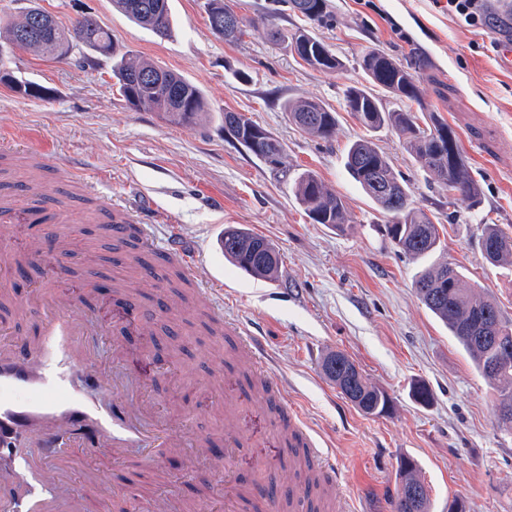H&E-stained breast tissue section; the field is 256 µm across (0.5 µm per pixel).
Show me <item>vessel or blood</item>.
Instances as JSON below:
<instances>
[{
	"label": "vessel or blood",
	"instance_id": "1",
	"mask_svg": "<svg viewBox=\"0 0 512 512\" xmlns=\"http://www.w3.org/2000/svg\"><path fill=\"white\" fill-rule=\"evenodd\" d=\"M25 197L27 205L17 216L37 224L38 247L22 255L0 235V275L10 276V263L21 258L42 265L46 279L28 288L22 299L23 308L39 319L37 341L0 343V488L31 476L35 491L13 501L9 512H64L59 491L65 483L64 450L70 445L109 453L119 462L131 448L147 457L156 448H190L204 456L211 452L213 441L205 432L173 428L156 419L140 393L139 381L120 378L101 356L102 333L94 309L76 307L53 289L66 278L71 246L81 230L68 226L66 212L49 210L43 189H27ZM98 233L115 242L133 234L138 237L136 247L119 257L121 265L138 270V287L127 292L128 312L145 325L169 313L167 302L149 306L138 299L139 287L158 284L160 267L169 258L154 247L147 226L117 220L99 224ZM299 418L295 408H279L276 429L282 442L304 449V462L320 476V490L335 489V464L312 446ZM32 440L40 447V458H31L25 450ZM263 472L272 489L267 499L270 512H275L284 496L291 500L294 512H306V492L289 490L277 467L264 466Z\"/></svg>",
	"mask_w": 512,
	"mask_h": 512
}]
</instances>
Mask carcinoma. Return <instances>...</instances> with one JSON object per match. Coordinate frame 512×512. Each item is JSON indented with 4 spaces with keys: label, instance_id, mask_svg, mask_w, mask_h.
Masks as SVG:
<instances>
[{
    "label": "carcinoma",
    "instance_id": "obj_1",
    "mask_svg": "<svg viewBox=\"0 0 512 512\" xmlns=\"http://www.w3.org/2000/svg\"><path fill=\"white\" fill-rule=\"evenodd\" d=\"M304 17L319 21L327 15V0H290ZM113 4L131 21L167 38L173 30L168 0H113ZM208 22L213 33L226 40L244 34V24L227 0H206ZM42 9L29 6L23 23L8 28L5 46L35 48L51 55L52 46L72 42L81 37L83 47L100 56L112 57V77L123 100L132 108L147 107L159 113L172 125L188 126L203 121L210 106L202 91L181 74L155 65L133 54H116L112 33L100 23L76 20L72 26L57 22L42 25L38 21ZM294 50L309 66L335 72L341 60L324 42L300 31L294 34ZM361 67L368 81L399 98L416 101L419 87L416 74L419 62H401L377 49L367 51ZM349 112L368 131L388 128L404 140L407 150L419 167L433 175L438 186L448 193H459L470 205L480 204L481 191L474 182L462 153L451 155L443 132H451L437 115H430V124L421 127L409 110L386 109L364 85H350L344 91ZM288 118L307 134L330 139L336 131V112L324 103L301 98L287 101ZM224 130L254 156L273 170L280 169L284 155L282 142L263 127L232 111H224ZM345 167L362 192L376 208L391 215L393 223L385 230L391 242L404 254L419 258L438 250V225L422 210L412 206L410 191L395 172L390 159L370 138H358L345 150ZM292 191L307 216L316 224H326L345 232L347 207L345 201L314 173L304 171L292 179ZM493 248L485 260L494 265L512 266V235L496 224L484 225L481 247ZM224 258L252 277L274 280L281 273L280 252L266 238L239 227L224 229ZM417 298L446 327L473 357L478 369L498 388V422L505 410L512 408V361L497 365L503 344L512 347V323L502 316L493 299H476L463 281L456 263L448 261L424 270L414 281ZM328 380L333 375L351 382V394L345 395L366 415H382L389 411L388 394L370 385L360 367L342 351H331L322 363ZM399 489L393 501L395 512H430V494L418 474V465L410 457L400 460ZM416 492L419 499L410 505L408 495Z\"/></svg>",
    "mask_w": 512,
    "mask_h": 512
}]
</instances>
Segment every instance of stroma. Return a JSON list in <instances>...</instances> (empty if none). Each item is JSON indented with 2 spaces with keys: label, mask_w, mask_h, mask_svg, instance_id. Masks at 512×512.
Wrapping results in <instances>:
<instances>
[{
  "label": "stroma",
  "mask_w": 512,
  "mask_h": 512,
  "mask_svg": "<svg viewBox=\"0 0 512 512\" xmlns=\"http://www.w3.org/2000/svg\"><path fill=\"white\" fill-rule=\"evenodd\" d=\"M63 25L83 15L112 33L117 53H133L183 74L198 85L212 108L208 121L191 128L167 124L156 112L134 109L118 94L111 60L88 65L76 47L64 60L17 49L0 68L42 86L44 98L0 84V156L12 165L11 200L22 203L25 178L53 181L75 168L86 190L77 197L73 223L91 220L103 203L148 225L156 248L181 251L214 271L204 286L220 301L224 319L254 336L282 385L302 413L312 441L337 462L341 488L358 512H384L398 487V460L414 456L433 502L459 501L468 512H512V430L497 422V392L447 328L418 300L413 287L419 262L398 252L385 233L390 215L376 209L344 168V150L371 136L410 188L416 207L440 224L442 247L433 262L461 266L479 295L496 299L512 320V270L489 264L481 229L500 225L512 233V52L493 50V28L469 27L435 0H328L326 19L314 22L288 0H234L246 24L238 40L212 33L205 0H168L171 37L138 26L112 0H38ZM283 33L271 40L266 22ZM306 31L327 44L343 67L325 73L304 63L292 37ZM427 62L419 77L421 98L455 131L464 160L482 192L480 209L449 198L419 169L398 135L367 133L348 111L344 90L365 82L363 53ZM315 98L336 113L332 139L311 137L284 112L286 101ZM269 130L286 149L285 168L315 173L342 196L350 229L339 234L311 223L280 173L271 170L224 130L225 111ZM229 225H242L279 250L278 281L244 275L217 249ZM96 264H75L76 277L99 285L89 300L106 334L104 348L120 343L116 364L146 382V391L173 425L220 432L224 395L236 389L226 375L223 391L203 379L216 350L235 362L233 340L213 335L207 321L189 311L143 329L130 319L110 285L118 273L115 244L95 234L82 238ZM185 345L171 359L169 343ZM347 353L368 382L388 393L391 410L362 414L330 384L322 362ZM430 385L435 399L416 404L411 389ZM273 416L262 404L238 412L246 442L231 461L246 484L257 462H278L281 442ZM189 455L157 449L113 463L106 453L69 451V471L84 512H149L153 500L174 495L194 512H224V478L199 481ZM108 478L102 496L88 474Z\"/></svg>",
  "instance_id": "35a3bbf8"
}]
</instances>
